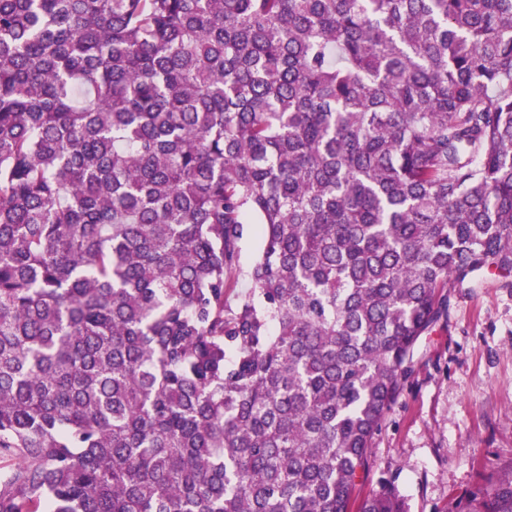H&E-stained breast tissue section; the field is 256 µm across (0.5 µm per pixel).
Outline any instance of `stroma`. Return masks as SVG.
<instances>
[{"instance_id":"35a3bbf8","label":"stroma","mask_w":512,"mask_h":512,"mask_svg":"<svg viewBox=\"0 0 512 512\" xmlns=\"http://www.w3.org/2000/svg\"><path fill=\"white\" fill-rule=\"evenodd\" d=\"M375 434L354 498L392 487L405 512H464L512 471V273L443 292Z\"/></svg>"}]
</instances>
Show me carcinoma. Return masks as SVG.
<instances>
[{"label":"carcinoma","instance_id":"obj_1","mask_svg":"<svg viewBox=\"0 0 512 512\" xmlns=\"http://www.w3.org/2000/svg\"><path fill=\"white\" fill-rule=\"evenodd\" d=\"M493 268L512 0H0V512H351ZM246 233L241 242V251H240V268H241V276L237 286V291L239 293H247L253 288L251 281L247 277V273L258 259L262 250V242L260 237L255 233V225L247 224L246 225Z\"/></svg>","mask_w":512,"mask_h":512}]
</instances>
